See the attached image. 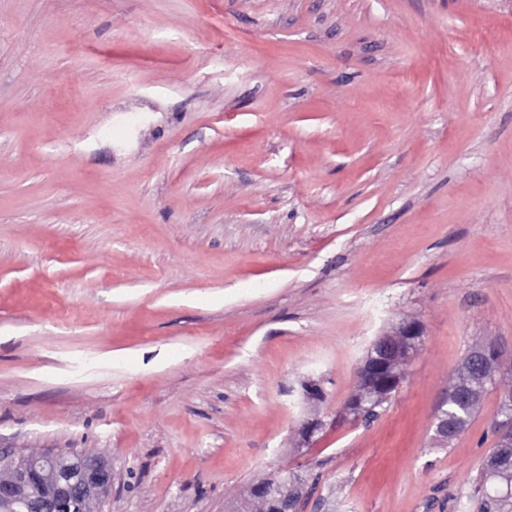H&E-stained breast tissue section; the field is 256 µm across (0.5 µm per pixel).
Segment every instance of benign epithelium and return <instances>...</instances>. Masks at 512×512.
Here are the masks:
<instances>
[{
	"instance_id": "7a95c632",
	"label": "benign epithelium",
	"mask_w": 512,
	"mask_h": 512,
	"mask_svg": "<svg viewBox=\"0 0 512 512\" xmlns=\"http://www.w3.org/2000/svg\"><path fill=\"white\" fill-rule=\"evenodd\" d=\"M421 336L418 323L402 321L376 337L345 403V414L355 422L363 421L365 414L359 406L369 400L390 399ZM456 376L459 380L448 384V394L470 405L478 402L481 389L491 380L508 382L504 394L512 396V369L503 368L500 359L488 358L481 345L467 352ZM11 456V449L0 448V463L8 462L7 474L0 476V504L6 508L17 504L27 507L38 499L41 512H98L91 496L112 484L111 469L98 458L44 453L14 462Z\"/></svg>"
}]
</instances>
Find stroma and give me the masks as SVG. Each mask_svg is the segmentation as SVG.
Here are the masks:
<instances>
[{
    "label": "stroma",
    "mask_w": 512,
    "mask_h": 512,
    "mask_svg": "<svg viewBox=\"0 0 512 512\" xmlns=\"http://www.w3.org/2000/svg\"><path fill=\"white\" fill-rule=\"evenodd\" d=\"M422 342L370 423L372 341ZM512 352V0H0V445L101 512H225L302 466L336 512H479ZM318 383L323 403L305 400ZM485 351L498 360L489 359L482 345L471 348L465 355L456 376L461 378L454 383H448V394L454 395L470 405H475L479 400L481 389L486 382L491 380H499L504 389V395L511 398L512 396V369L503 368L502 360L504 358L503 351L494 342L484 343ZM468 379V383L463 381ZM508 382L509 386H505L504 382ZM480 407L477 410H474L471 406L460 404L455 398L449 399L447 408L442 410V414L447 415L448 418L441 417L437 421L436 416L435 431L445 438L458 435L459 428L455 426V424L449 422V419L460 426V432L462 433L469 422L479 412Z\"/></svg>",
    "instance_id": "1"
}]
</instances>
